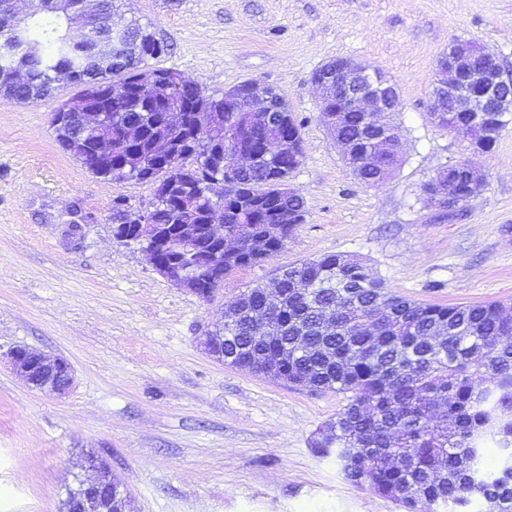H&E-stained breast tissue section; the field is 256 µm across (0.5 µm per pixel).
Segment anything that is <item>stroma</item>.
<instances>
[{
    "label": "stroma",
    "mask_w": 512,
    "mask_h": 512,
    "mask_svg": "<svg viewBox=\"0 0 512 512\" xmlns=\"http://www.w3.org/2000/svg\"><path fill=\"white\" fill-rule=\"evenodd\" d=\"M168 50L156 59L220 95L275 87L301 124L288 186L306 205L284 248L226 274L213 300L176 287L139 245L113 236L112 200L146 210L147 184H108L57 145L61 85L28 105L0 101V512H63L89 453L107 459L135 512H405L320 457L314 434L347 397L224 365L198 343L226 302L280 268L341 253L424 303L512 302V124L491 151L437 125L439 58L457 39L512 71V0H124ZM351 57L399 96L401 161L382 185L355 179L324 123L311 78ZM470 161L484 191L440 215L422 187ZM66 359L61 397L27 386L6 353Z\"/></svg>",
    "instance_id": "stroma-1"
}]
</instances>
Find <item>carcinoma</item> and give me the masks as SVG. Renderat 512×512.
I'll return each mask as SVG.
<instances>
[{
    "mask_svg": "<svg viewBox=\"0 0 512 512\" xmlns=\"http://www.w3.org/2000/svg\"><path fill=\"white\" fill-rule=\"evenodd\" d=\"M118 0H105L103 25L123 28L134 45L127 57L98 64L83 30L75 39L60 32L69 18L37 19L23 6L24 36L39 44L17 55L1 42L0 99L25 105L47 98L61 82L81 90L56 113L73 118L68 133L54 129L62 151L107 183L153 186L143 213L112 200V223L160 224L166 235L179 224H217L224 240V272L261 262L279 252L304 222L305 204L287 187L303 160L301 125L288 102L279 112H236L234 103L208 95L196 82L142 74L166 50L150 25L123 22ZM321 107L359 164L355 178L378 186L400 161L399 140L373 153L359 112ZM439 125L482 136L469 112L430 113ZM242 150L253 164L230 170L225 155ZM448 182L466 185L455 165L440 167L424 185L428 204ZM315 285L311 291L296 281ZM263 286L232 301L239 315L224 325V358L257 357L275 364L288 381L349 394L348 403L313 441L316 453L333 457L345 477L400 502L408 512H460L482 499L487 512H512V313L500 303L443 306L402 297L363 262L328 253L290 266ZM266 307L277 327L260 335L252 313ZM495 462H487L486 444Z\"/></svg>",
    "mask_w": 512,
    "mask_h": 512,
    "instance_id": "carcinoma-1",
    "label": "carcinoma"
}]
</instances>
